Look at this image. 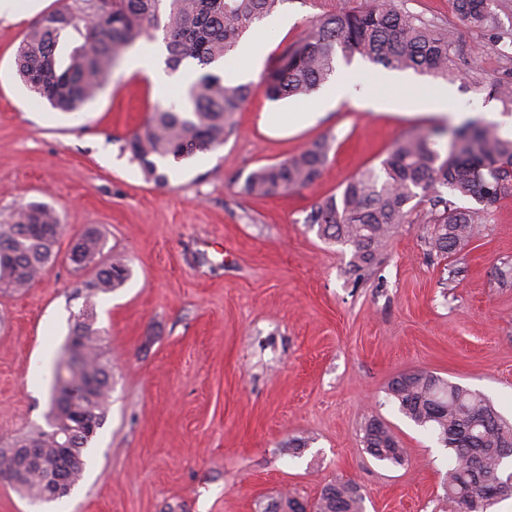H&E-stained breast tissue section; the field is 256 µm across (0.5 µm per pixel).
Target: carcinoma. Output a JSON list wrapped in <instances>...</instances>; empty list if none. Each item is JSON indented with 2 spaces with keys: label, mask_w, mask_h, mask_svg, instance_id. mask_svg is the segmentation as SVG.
Wrapping results in <instances>:
<instances>
[{
  "label": "carcinoma",
  "mask_w": 512,
  "mask_h": 512,
  "mask_svg": "<svg viewBox=\"0 0 512 512\" xmlns=\"http://www.w3.org/2000/svg\"><path fill=\"white\" fill-rule=\"evenodd\" d=\"M64 0L62 6L36 18L16 50L17 74L37 97L61 112H79L112 78L118 61L143 40L162 38L166 64L177 71L192 63L202 73L190 83L178 107H155L148 121L125 141L144 174L165 183V165L224 144L235 132L234 116L252 94L251 83L226 84L211 68L235 51L242 37L285 0ZM494 0H452L460 21L489 33L486 43L465 48L454 28L426 21L399 0H367L352 7L347 0L321 15L309 33L285 51L264 80L272 101L304 98L336 77L338 60L356 55L389 71L412 70L451 81H468L488 97L512 106V71L483 85L477 62L493 45L509 40L512 31L496 26ZM165 22H160L161 13ZM442 131L422 128L398 139L379 166L351 177L340 194L311 206L304 223L320 237L352 250V271L371 266L376 249L404 223L414 199L431 207L432 248L456 254L475 236L477 212L461 208L437 189L447 187L457 198L476 200L483 209L512 193V138L495 125L469 121L448 134L446 151L438 148ZM335 138L323 137L288 158L253 169L239 185L243 196H276L312 185L320 176ZM61 230L54 208L39 202L16 208L0 223V289L20 292L30 287L55 261ZM105 239L95 227L80 235L72 262L94 265L85 283L83 310L73 316L65 348L78 351L73 362L57 360L53 405L47 428L8 440L0 448V481L39 502L62 498L81 479L82 450L106 420L112 367L102 358L101 331L96 327L94 298L121 287L128 268L115 258L99 262ZM84 388L80 403L68 393ZM387 393L415 424L435 432L448 448L444 497L454 512L487 496L493 504L512 497V472L504 474L512 449V424L483 396L424 371L393 377ZM367 452L395 465L405 451L380 420L364 427ZM264 512H363L359 487L338 480L324 487L312 504L282 495Z\"/></svg>",
  "instance_id": "obj_1"
}]
</instances>
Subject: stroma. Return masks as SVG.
Listing matches in <instances>:
<instances>
[{
    "instance_id": "stroma-1",
    "label": "stroma",
    "mask_w": 512,
    "mask_h": 512,
    "mask_svg": "<svg viewBox=\"0 0 512 512\" xmlns=\"http://www.w3.org/2000/svg\"><path fill=\"white\" fill-rule=\"evenodd\" d=\"M332 0H284L282 29L266 18L256 68L228 57L216 72L253 83L226 143L170 163L168 181L145 178L126 138L159 103L179 100L197 77L166 68L162 41L138 44L149 70L120 63L82 112L36 98L15 73L17 47L57 0H23L0 17V220L45 202L61 220L56 260L25 292H0V439L46 424L52 368L75 290L92 269L69 255L86 227L104 256L124 257L122 287L96 298L101 344L112 365L107 419L83 452L84 472L60 502H31L0 482V512H263L282 493L316 501L324 486L355 482L364 512H451L448 450L386 393L403 372L427 371L483 394L512 422V195L479 211L468 248L430 246L429 203L414 205L363 277L351 254L303 218L353 175L379 165L416 128H455L495 116L512 134V109L453 82L447 120L421 93L426 75L376 85L381 67L354 57L346 94L269 100L264 78ZM407 10L486 42L448 0H402ZM301 120H293V113ZM335 147L310 186L245 197L237 179L311 142ZM382 420L406 450L403 465L372 457L363 427Z\"/></svg>"
}]
</instances>
